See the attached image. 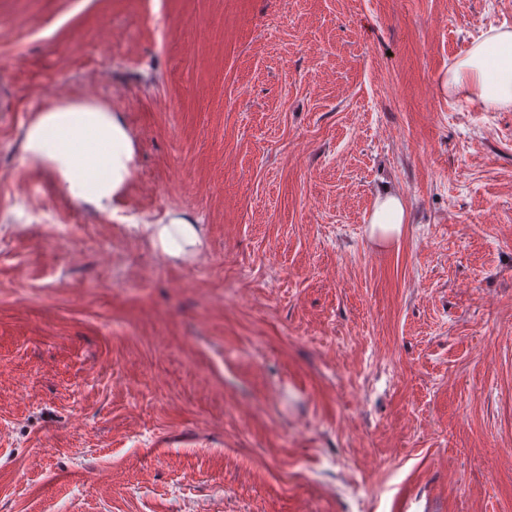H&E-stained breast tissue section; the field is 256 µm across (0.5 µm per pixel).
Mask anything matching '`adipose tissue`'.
<instances>
[{"label": "adipose tissue", "instance_id": "obj_1", "mask_svg": "<svg viewBox=\"0 0 512 512\" xmlns=\"http://www.w3.org/2000/svg\"><path fill=\"white\" fill-rule=\"evenodd\" d=\"M449 96L512 109V28H494L472 41L441 80ZM24 160L37 163L75 204L108 213L131 172L132 142L112 111L66 102L39 113L24 129ZM406 209L394 193L378 194L370 222L380 237L400 231Z\"/></svg>", "mask_w": 512, "mask_h": 512}]
</instances>
